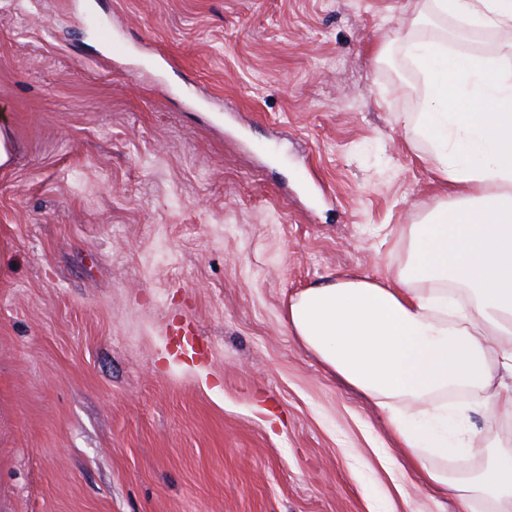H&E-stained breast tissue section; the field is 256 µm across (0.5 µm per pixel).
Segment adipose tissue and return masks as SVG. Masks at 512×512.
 <instances>
[{"instance_id": "ef3b65f1", "label": "adipose tissue", "mask_w": 512, "mask_h": 512, "mask_svg": "<svg viewBox=\"0 0 512 512\" xmlns=\"http://www.w3.org/2000/svg\"><path fill=\"white\" fill-rule=\"evenodd\" d=\"M413 22L454 18L474 29L512 28V0H407ZM426 77L427 108L396 122L446 194L407 224L406 258L386 279L352 275L306 288L288 325L343 381L387 414L426 483L469 512L474 500L512 512V451L488 439L472 469L453 413L512 416V68L414 30L397 38ZM452 391L470 393L456 410Z\"/></svg>"}]
</instances>
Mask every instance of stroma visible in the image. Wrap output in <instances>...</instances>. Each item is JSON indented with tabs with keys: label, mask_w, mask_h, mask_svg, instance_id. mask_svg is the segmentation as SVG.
<instances>
[{
	"label": "stroma",
	"mask_w": 512,
	"mask_h": 512,
	"mask_svg": "<svg viewBox=\"0 0 512 512\" xmlns=\"http://www.w3.org/2000/svg\"><path fill=\"white\" fill-rule=\"evenodd\" d=\"M405 3L0 0V512H459L286 322L443 196Z\"/></svg>",
	"instance_id": "1"
}]
</instances>
